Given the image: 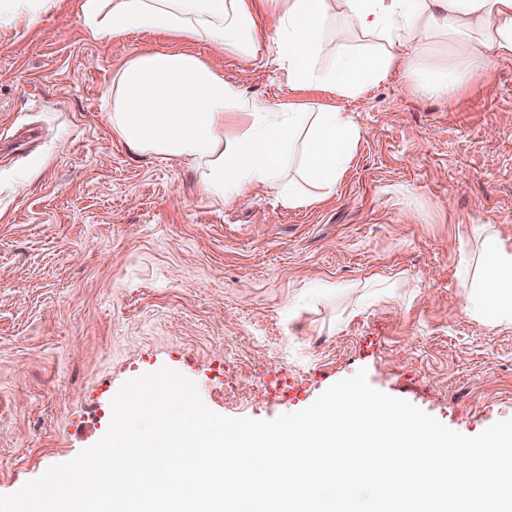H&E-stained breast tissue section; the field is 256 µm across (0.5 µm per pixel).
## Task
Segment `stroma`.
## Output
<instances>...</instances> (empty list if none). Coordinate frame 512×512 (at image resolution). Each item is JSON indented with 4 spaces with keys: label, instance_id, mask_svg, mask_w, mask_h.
I'll use <instances>...</instances> for the list:
<instances>
[{
    "label": "stroma",
    "instance_id": "stroma-1",
    "mask_svg": "<svg viewBox=\"0 0 512 512\" xmlns=\"http://www.w3.org/2000/svg\"><path fill=\"white\" fill-rule=\"evenodd\" d=\"M412 93L292 89L274 51L193 50L272 106L333 104L361 130L333 195L218 204L188 164L112 132L120 63L173 41H97L71 0L0 24V496L95 444L121 385L167 367L205 405L270 420L366 369L369 384L466 436L512 419V326L466 309L478 228L512 246V61L452 95L448 35L421 34Z\"/></svg>",
    "mask_w": 512,
    "mask_h": 512
}]
</instances>
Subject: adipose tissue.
Returning <instances> with one entry per match:
<instances>
[{
  "mask_svg": "<svg viewBox=\"0 0 512 512\" xmlns=\"http://www.w3.org/2000/svg\"><path fill=\"white\" fill-rule=\"evenodd\" d=\"M336 9L376 47L337 45L333 66L321 70L324 24ZM79 11L96 39L161 32L182 41L181 49L136 51L122 62L112 80V130L135 153L188 163L200 174L202 192L220 203L266 189L290 206L313 205L314 197L284 178L288 162L301 156L304 180L332 193L360 131L334 106L312 112L249 98L192 45L242 57L272 49L290 85L320 84L340 97L361 95L397 71L413 80L424 29L446 30L451 47L448 75L435 91L462 87L495 61L512 59V0H79ZM270 13L275 23L268 27L262 19ZM479 268L467 309L489 325H512V247L488 233Z\"/></svg>",
  "mask_w": 512,
  "mask_h": 512,
  "instance_id": "adipose-tissue-1",
  "label": "adipose tissue"
}]
</instances>
